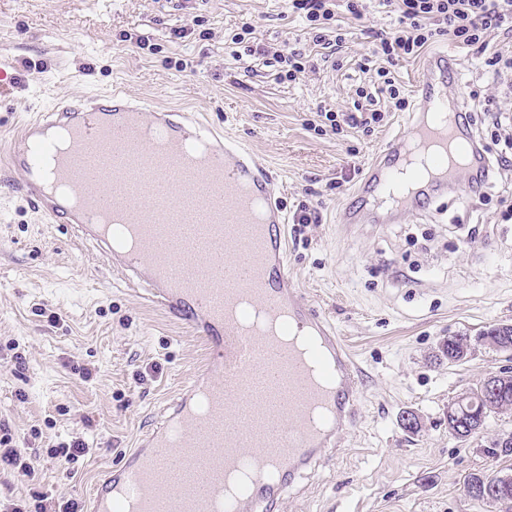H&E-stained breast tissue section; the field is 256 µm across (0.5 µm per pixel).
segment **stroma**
I'll return each mask as SVG.
<instances>
[{
  "mask_svg": "<svg viewBox=\"0 0 512 512\" xmlns=\"http://www.w3.org/2000/svg\"><path fill=\"white\" fill-rule=\"evenodd\" d=\"M277 50L299 41L304 19L288 0H0V58L20 84L0 101V131L59 98L123 91L207 115L248 143L277 174L286 213L306 201L319 213L288 241V269L336 326L363 368L358 420L336 459L303 474L278 512H496L467 495L470 474L495 469L482 433H448V406L505 357L476 346L463 362L448 337L512 324V178L492 173L484 199L454 198L398 224H340L339 206L359 171L402 129L394 112L372 136L307 129L318 108L347 110L370 34L394 14L370 6L348 49L292 83L270 68H229L224 42L243 24ZM184 38H173L175 29ZM465 91L498 92L477 55L448 38ZM202 343L149 306L90 245L45 223L0 186V423L36 460L33 476L0 468V502L43 494L86 502L102 470L118 464L160 421L199 367ZM92 371V379L77 370ZM419 416L411 430L407 415ZM84 439L87 455L53 459L60 442Z\"/></svg>",
  "mask_w": 512,
  "mask_h": 512,
  "instance_id": "1",
  "label": "stroma"
}]
</instances>
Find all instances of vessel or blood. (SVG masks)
<instances>
[{"label": "vessel or blood", "mask_w": 512, "mask_h": 512, "mask_svg": "<svg viewBox=\"0 0 512 512\" xmlns=\"http://www.w3.org/2000/svg\"><path fill=\"white\" fill-rule=\"evenodd\" d=\"M457 59L429 55L413 113L363 169L341 224L397 223L452 194L468 202L469 179L485 155L458 93ZM150 127L165 144L135 157L75 169L56 156L49 128L77 148L130 139ZM18 174L15 190L50 224L96 245L141 298L187 325L206 344L201 371L170 402L156 431L96 484L91 512H213L212 488L227 471L272 470L226 512H276L296 477L334 457L358 419L362 372L334 324L288 271V217L275 174L241 142L196 113L130 96L57 101L0 134V156ZM393 205L380 209L381 196ZM135 235L132 257L118 241ZM206 267L198 278L194 268ZM252 305L282 316V336L314 342L304 356L280 338L238 328ZM180 476L178 486L167 473Z\"/></svg>", "instance_id": "obj_1"}]
</instances>
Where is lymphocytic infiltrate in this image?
<instances>
[{"label": "lymphocytic infiltrate", "instance_id": "obj_1", "mask_svg": "<svg viewBox=\"0 0 512 512\" xmlns=\"http://www.w3.org/2000/svg\"><path fill=\"white\" fill-rule=\"evenodd\" d=\"M379 7L395 12L397 26L389 32L374 35V47L364 56L358 68L372 74L370 85L354 90L352 110L335 112L318 110L314 129L335 133L352 131L370 134L382 126L390 110H406L409 102L400 90L394 68L403 59L419 56L441 37L474 50L493 75H512V54L491 50L490 37L501 33L512 38V0H377ZM292 12L302 15L314 45L338 50L347 40V32L339 22L340 15L362 20L366 0H289ZM252 25H243L231 36L228 47L234 60L243 57L267 58L278 69V81H296L299 74L316 70L317 64L306 51L291 47L266 54L252 45Z\"/></svg>", "mask_w": 512, "mask_h": 512}]
</instances>
